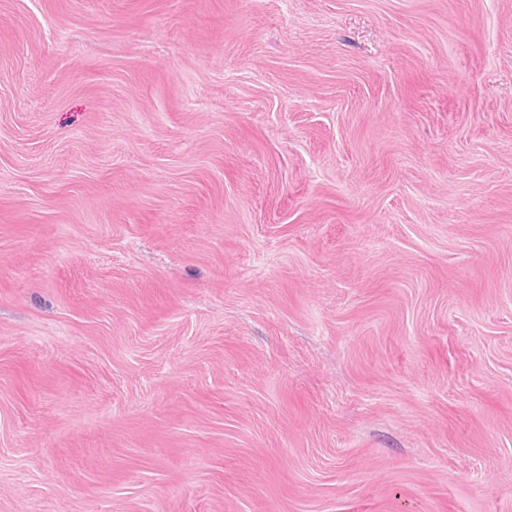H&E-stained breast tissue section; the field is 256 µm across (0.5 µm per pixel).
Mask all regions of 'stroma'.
<instances>
[{
  "instance_id": "obj_1",
  "label": "stroma",
  "mask_w": 512,
  "mask_h": 512,
  "mask_svg": "<svg viewBox=\"0 0 512 512\" xmlns=\"http://www.w3.org/2000/svg\"><path fill=\"white\" fill-rule=\"evenodd\" d=\"M0 512H512V0H0Z\"/></svg>"
}]
</instances>
